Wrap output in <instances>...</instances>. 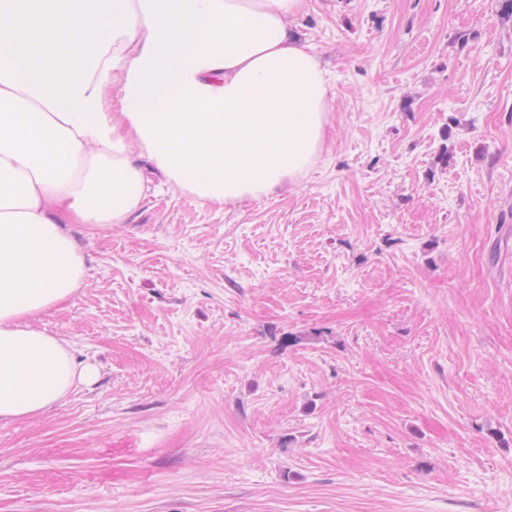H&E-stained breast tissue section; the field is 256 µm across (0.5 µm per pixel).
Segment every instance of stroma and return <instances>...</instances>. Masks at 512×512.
<instances>
[{
	"label": "stroma",
	"instance_id": "1",
	"mask_svg": "<svg viewBox=\"0 0 512 512\" xmlns=\"http://www.w3.org/2000/svg\"><path fill=\"white\" fill-rule=\"evenodd\" d=\"M293 28L316 164L234 208L152 173L83 231L40 325L100 378L0 422V512H512V18L308 0Z\"/></svg>",
	"mask_w": 512,
	"mask_h": 512
}]
</instances>
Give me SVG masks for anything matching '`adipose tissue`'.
<instances>
[{
	"label": "adipose tissue",
	"instance_id": "1",
	"mask_svg": "<svg viewBox=\"0 0 512 512\" xmlns=\"http://www.w3.org/2000/svg\"><path fill=\"white\" fill-rule=\"evenodd\" d=\"M306 0H0V420L93 387L37 324L85 283L74 231L129 223L145 175L236 206L295 183L328 81L289 25Z\"/></svg>",
	"mask_w": 512,
	"mask_h": 512
}]
</instances>
